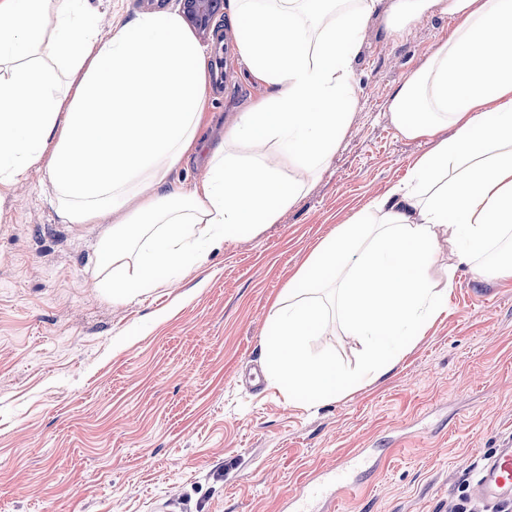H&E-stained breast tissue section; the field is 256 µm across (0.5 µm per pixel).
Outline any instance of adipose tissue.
I'll return each mask as SVG.
<instances>
[{"instance_id": "1", "label": "adipose tissue", "mask_w": 512, "mask_h": 512, "mask_svg": "<svg viewBox=\"0 0 512 512\" xmlns=\"http://www.w3.org/2000/svg\"><path fill=\"white\" fill-rule=\"evenodd\" d=\"M81 0H0V198L45 170L67 224L107 219L96 286L122 302L163 284L214 245L277 221L306 185L280 161L318 173L354 104L352 62L376 0L310 12L314 0H231L241 57L267 94L238 113L190 189L168 175L207 125V63L173 13L143 14L100 36L72 23ZM445 41L389 103L395 127L429 149L409 178L337 225L268 309L264 378L288 401L318 406L351 380L313 356L320 292L363 347L361 381L387 376L444 314L435 279L443 250L474 277L512 279V259L477 263L512 238V0H394L396 30L434 13ZM67 58L56 89L49 62ZM244 153L234 152V145Z\"/></svg>"}]
</instances>
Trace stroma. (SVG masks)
Segmentation results:
<instances>
[{"label":"stroma","instance_id":"obj_1","mask_svg":"<svg viewBox=\"0 0 512 512\" xmlns=\"http://www.w3.org/2000/svg\"><path fill=\"white\" fill-rule=\"evenodd\" d=\"M391 0L365 26L354 109L334 154L278 221L213 248L178 287L124 303L92 288L101 225L60 223L46 172L0 204V512H284L317 497L358 449L380 461L335 512H449L484 458L512 438V280L459 267L438 319L381 381L357 383L362 347L340 318L313 337L355 384L288 404L239 379L261 358L267 310L336 225L406 180L427 143L405 138L394 91L451 32L437 14L390 29ZM200 45L212 124L169 175L190 186L236 113L265 90L235 40L232 10Z\"/></svg>","mask_w":512,"mask_h":512}]
</instances>
